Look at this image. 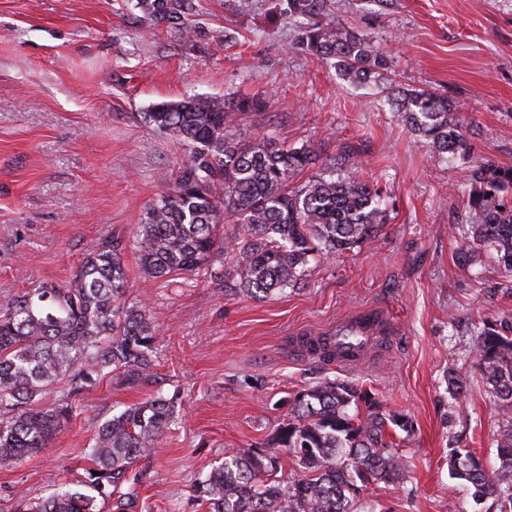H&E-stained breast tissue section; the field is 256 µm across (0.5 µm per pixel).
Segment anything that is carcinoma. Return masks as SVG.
Here are the masks:
<instances>
[{
	"instance_id": "carcinoma-1",
	"label": "carcinoma",
	"mask_w": 512,
	"mask_h": 512,
	"mask_svg": "<svg viewBox=\"0 0 512 512\" xmlns=\"http://www.w3.org/2000/svg\"><path fill=\"white\" fill-rule=\"evenodd\" d=\"M150 24L189 42L195 0H132ZM294 22L291 47L325 62L352 84L377 82L390 58L372 37L335 21V0H282ZM385 104L431 151L465 157L459 102L428 89L389 87ZM260 97L216 100L190 95L152 105L144 118L170 137L185 161L162 176L165 190L138 225L143 274L207 276L219 266L242 293L260 297L293 288L308 265L351 252L383 222L380 192L344 147L303 184L295 176L315 163L306 146L277 144L271 132L242 138L241 116L263 111ZM468 224L455 257L470 264L482 248L512 271V167L473 168ZM235 219L234 236L217 238ZM127 265L107 240L80 262L70 285L39 284L0 302V466L49 447L72 416L59 394L92 386L118 371L128 383L151 376L158 340L147 307L129 302ZM472 347L488 392L501 411L497 464L461 445L448 450L450 475L478 504L512 512V329L482 320ZM177 422L174 401L160 395L106 419L89 449L93 467L73 486L34 501L15 492L14 512H142L131 477L137 463ZM413 422L386 411L369 388L325 379L291 397L288 423L266 448H236L199 483L210 512H355L368 487L405 479L389 429Z\"/></svg>"
}]
</instances>
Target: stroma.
Instances as JSON below:
<instances>
[{"instance_id":"stroma-1","label":"stroma","mask_w":512,"mask_h":512,"mask_svg":"<svg viewBox=\"0 0 512 512\" xmlns=\"http://www.w3.org/2000/svg\"><path fill=\"white\" fill-rule=\"evenodd\" d=\"M197 0L192 42L150 26L127 0H0V299L41 282L69 284L86 254L120 244L130 298L159 336L153 374L135 386L105 378L72 398L75 414L47 450L0 466V512L15 490L48 496L90 468L99 425L163 395L179 419L137 465L146 512H207L195 489L230 448L263 447L288 420L293 393L325 378L372 388L386 410L408 414L394 431L406 479L375 483L365 502L382 512H473L448 470L456 435L496 458L500 413L471 348L473 323L512 325V272L490 252L455 261L467 224L474 165L512 167V0H336V17L388 52L390 79L433 88L464 108L467 159L416 143L372 85L290 47L279 0ZM236 33L216 41L219 31ZM199 94L264 96L244 116L247 136L273 131L309 146L319 172L344 142L380 189L386 219L373 242L310 265L297 287L264 298L234 293L223 277L146 278L137 226L162 191V172L184 155L146 124L152 104ZM364 309L384 312L394 333L368 362L340 368L290 350L300 330ZM468 376L455 400L449 371Z\"/></svg>"}]
</instances>
